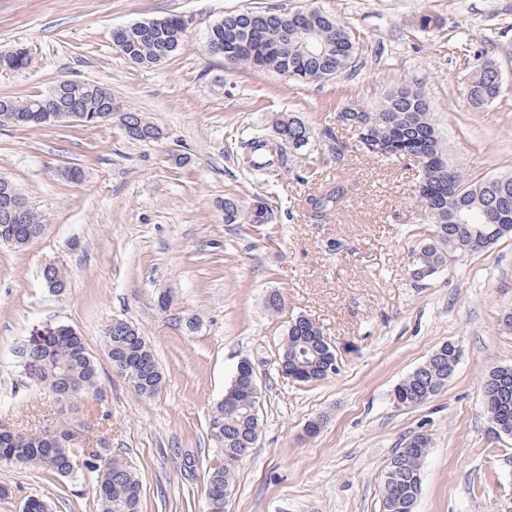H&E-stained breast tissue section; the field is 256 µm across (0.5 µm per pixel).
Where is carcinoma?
Returning a JSON list of instances; mask_svg holds the SVG:
<instances>
[{
	"label": "carcinoma",
	"mask_w": 512,
	"mask_h": 512,
	"mask_svg": "<svg viewBox=\"0 0 512 512\" xmlns=\"http://www.w3.org/2000/svg\"><path fill=\"white\" fill-rule=\"evenodd\" d=\"M189 19L169 15L162 19L136 22L112 33L122 44L121 55L130 63L150 68L161 64L187 44ZM210 53L224 57L235 68L271 69L281 75L311 84H320L349 74L357 66L356 45L335 17L319 10L231 12L212 25ZM31 63L24 45L0 52V71H20ZM474 109L493 102L501 92V77L492 62L477 57L466 87ZM112 104V94L86 81L68 86L54 85L47 93L28 100L0 97V118L16 115L26 127H48L58 123L54 116L72 111L83 117L84 125L103 122ZM339 119L362 132L374 156L409 157L420 162L419 198L431 219L433 241L411 253L409 271L437 270L449 254L475 253L512 233V177L496 176L476 182L465 179L449 164L441 139L430 117L429 105L420 90L409 85L390 91L372 110L349 104ZM125 136L137 143L160 139V128L136 112L120 119ZM305 120L295 113L272 118V134L244 141L248 167L263 175L283 158L285 148L304 150L320 144L321 150L344 156L346 144L326 129L321 140ZM345 195L335 186L308 198L316 218L336 208ZM272 209L256 201L248 208L235 199H224V223L270 224ZM44 229L41 217L29 208L14 186L0 178V238L9 245L24 247ZM45 287L61 294L68 287L65 271L56 265L42 270ZM106 358L117 366L134 393L142 398L158 394L165 375L149 344L134 324L110 327L105 336ZM22 358L40 363L41 384L56 396L57 408L38 433L13 430L0 433V465L38 467L62 479L87 475L94 479L100 512H142L141 485L136 474L114 458L104 445L88 448L82 431L85 421L77 419L78 402L88 394L103 398L99 382L101 365L86 349L83 338L68 327L58 329L43 342L19 348ZM460 350L450 342L442 344L422 365L399 385L404 406L426 402L448 381ZM338 363L336 351L325 341L322 331L303 316L290 320L279 354L283 377L299 384L329 378V363ZM488 415L512 432V369H489L482 381ZM258 397L243 375L234 399L219 401L209 419V436L224 453L223 462L211 469L207 478V512H224V490L233 485L234 466L245 456L258 436L259 418L252 415ZM430 445L429 436L399 449L390 459L383 477V512H414L421 487V467Z\"/></svg>",
	"instance_id": "1"
}]
</instances>
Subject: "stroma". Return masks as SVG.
<instances>
[{"label": "stroma", "mask_w": 512, "mask_h": 512, "mask_svg": "<svg viewBox=\"0 0 512 512\" xmlns=\"http://www.w3.org/2000/svg\"><path fill=\"white\" fill-rule=\"evenodd\" d=\"M326 11L355 37L359 63L321 85L265 70L225 67L208 32L239 10ZM171 14L188 17L189 42L144 69L113 47V28ZM431 17L423 26L422 17ZM23 44L32 62L0 73V96L26 99L72 78L99 84L114 109L156 123L161 140L128 142L118 122L95 128L0 124V177L41 215L45 229L22 248L0 244V425L34 433L52 411L34 364L15 354L59 327L104 358V332L133 323L165 373L161 392L135 395L104 368V400L80 403L114 457L142 485V512H207L206 479L223 453L208 437L213 405L238 363L250 360L260 431L235 466L224 512H383L386 466L417 432L431 443L414 512H502L512 507V437L496 436L484 408L486 370L512 366V233L447 260L429 279L408 274L430 240L417 200L420 172L406 160L367 155L342 125V107H377L399 86L418 88L447 158L466 177L512 175V0H0V51ZM492 60L499 97L467 101L476 57ZM333 128L342 161L311 147L285 151L256 177L237 148L268 134L276 113ZM80 167L81 182L61 175ZM344 186L337 210L313 219L309 195ZM261 200L270 224H228L221 204ZM48 263L70 280L64 295L40 277ZM279 292L282 312L265 298ZM173 298L161 312L157 298ZM304 316L337 353L339 371L297 384L278 370L288 322ZM462 357L441 391L400 407L393 391L443 343ZM192 470H185V461ZM0 512L37 497L48 512H100L89 479L34 467H0Z\"/></svg>", "instance_id": "obj_1"}]
</instances>
